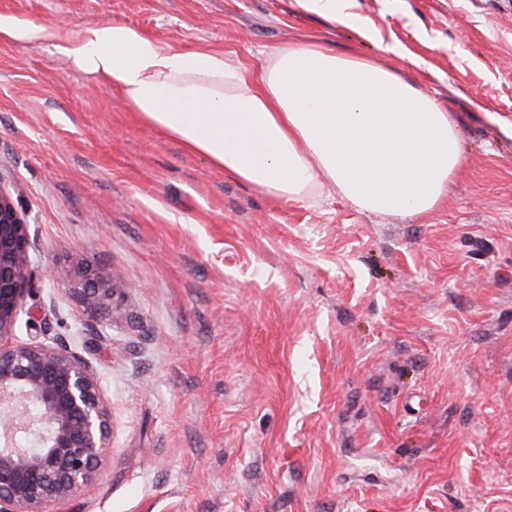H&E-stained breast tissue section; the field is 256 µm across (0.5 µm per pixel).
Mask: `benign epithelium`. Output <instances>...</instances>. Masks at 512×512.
Listing matches in <instances>:
<instances>
[{
  "label": "benign epithelium",
  "mask_w": 512,
  "mask_h": 512,
  "mask_svg": "<svg viewBox=\"0 0 512 512\" xmlns=\"http://www.w3.org/2000/svg\"><path fill=\"white\" fill-rule=\"evenodd\" d=\"M25 214L0 184V512H50L98 475L112 416L65 344L17 343L31 279Z\"/></svg>",
  "instance_id": "benign-epithelium-1"
}]
</instances>
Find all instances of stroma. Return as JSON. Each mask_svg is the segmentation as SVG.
Wrapping results in <instances>:
<instances>
[{
  "mask_svg": "<svg viewBox=\"0 0 512 512\" xmlns=\"http://www.w3.org/2000/svg\"><path fill=\"white\" fill-rule=\"evenodd\" d=\"M338 10L0 0L53 32L0 40V182L36 243L16 340L84 357L112 414L54 512H512V0ZM103 22L254 68L311 38L368 59L448 108L463 165L417 219L278 198L69 65Z\"/></svg>",
  "mask_w": 512,
  "mask_h": 512,
  "instance_id": "stroma-1",
  "label": "stroma"
}]
</instances>
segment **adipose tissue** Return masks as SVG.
Returning a JSON list of instances; mask_svg holds the SVG:
<instances>
[{"mask_svg": "<svg viewBox=\"0 0 512 512\" xmlns=\"http://www.w3.org/2000/svg\"><path fill=\"white\" fill-rule=\"evenodd\" d=\"M64 53L115 86L142 123L288 201L329 185L362 210L418 218L436 209L462 161L435 97L317 41L274 49L252 69L112 22L84 28Z\"/></svg>", "mask_w": 512, "mask_h": 512, "instance_id": "adipose-tissue-1", "label": "adipose tissue"}]
</instances>
